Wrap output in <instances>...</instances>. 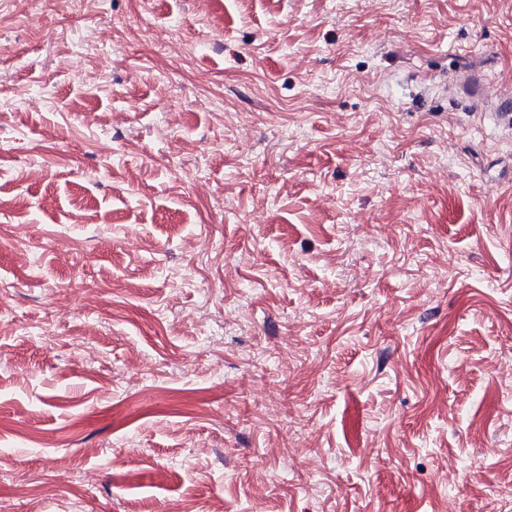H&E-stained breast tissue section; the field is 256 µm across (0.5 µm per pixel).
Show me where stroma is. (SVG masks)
Listing matches in <instances>:
<instances>
[{
    "label": "stroma",
    "instance_id": "stroma-1",
    "mask_svg": "<svg viewBox=\"0 0 512 512\" xmlns=\"http://www.w3.org/2000/svg\"><path fill=\"white\" fill-rule=\"evenodd\" d=\"M492 87L512 0H0V512H512Z\"/></svg>",
    "mask_w": 512,
    "mask_h": 512
}]
</instances>
